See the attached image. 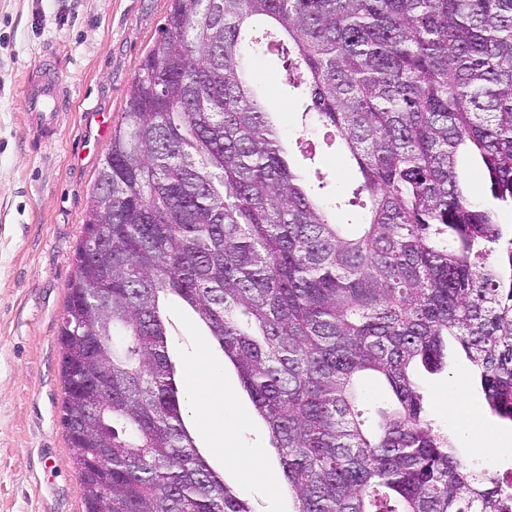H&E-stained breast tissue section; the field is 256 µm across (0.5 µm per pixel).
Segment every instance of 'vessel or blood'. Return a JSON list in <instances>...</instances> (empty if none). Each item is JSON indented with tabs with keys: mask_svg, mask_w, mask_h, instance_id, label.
I'll list each match as a JSON object with an SVG mask.
<instances>
[{
	"mask_svg": "<svg viewBox=\"0 0 512 512\" xmlns=\"http://www.w3.org/2000/svg\"><path fill=\"white\" fill-rule=\"evenodd\" d=\"M24 108L30 127L40 138L48 139L56 133L60 110L62 83L50 69L29 71L24 75Z\"/></svg>",
	"mask_w": 512,
	"mask_h": 512,
	"instance_id": "1",
	"label": "vessel or blood"
}]
</instances>
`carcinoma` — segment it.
Wrapping results in <instances>:
<instances>
[{"mask_svg": "<svg viewBox=\"0 0 512 512\" xmlns=\"http://www.w3.org/2000/svg\"><path fill=\"white\" fill-rule=\"evenodd\" d=\"M287 56L283 89L355 161L342 189L306 188L243 64ZM490 200L471 199L463 158ZM512 0H171L131 82L91 196L112 222L68 288L64 316L101 336L95 360L60 329L62 419L72 374L109 371L81 405L109 450L71 460L85 512H252L184 425L162 302L186 303L268 427L293 512H512V481L474 476L425 419L411 368L446 339L512 422ZM109 296L85 302L79 284ZM396 407L369 432L363 377Z\"/></svg>", "mask_w": 512, "mask_h": 512, "instance_id": "carcinoma-1", "label": "carcinoma"}]
</instances>
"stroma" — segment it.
<instances>
[{"label": "stroma", "mask_w": 512, "mask_h": 512, "mask_svg": "<svg viewBox=\"0 0 512 512\" xmlns=\"http://www.w3.org/2000/svg\"><path fill=\"white\" fill-rule=\"evenodd\" d=\"M170 0H0V512H84L83 488L62 424L60 324L73 255L112 129L130 84L158 35ZM49 64L65 89L55 137L36 143L23 110L25 71ZM250 70L278 110L285 151L308 185L358 184L348 154L305 117L294 95L280 109L283 57L250 58ZM168 354L185 404L184 421L211 467L253 512H288L276 453L233 366L194 313L166 302ZM219 368L230 408L208 399ZM427 418L448 434L471 470L512 476V423L494 415L470 362L449 344L441 370L416 366ZM232 414L233 435L221 432ZM259 456L262 475L227 466L224 451Z\"/></svg>", "instance_id": "35a3bbf8"}]
</instances>
